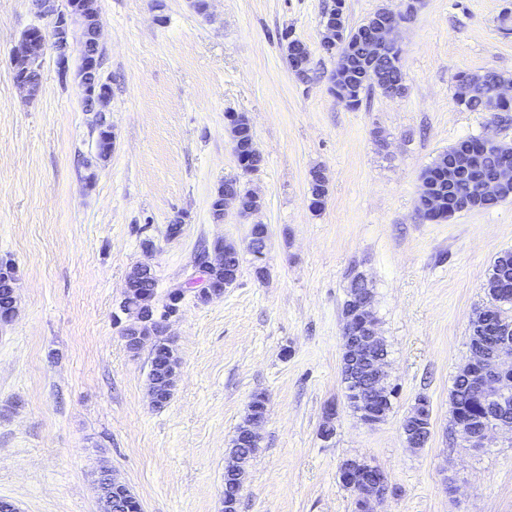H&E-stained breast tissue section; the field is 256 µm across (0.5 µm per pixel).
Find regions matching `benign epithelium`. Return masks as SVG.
<instances>
[{"label": "benign epithelium", "mask_w": 512, "mask_h": 512, "mask_svg": "<svg viewBox=\"0 0 512 512\" xmlns=\"http://www.w3.org/2000/svg\"><path fill=\"white\" fill-rule=\"evenodd\" d=\"M34 13L47 21L48 26H33L21 36L11 55V68L16 87L31 98L37 96L42 82V64L48 49L56 54L57 64L62 75H67L68 61L74 39H79L80 64L76 70V81L81 100L87 112L96 114V128L107 123V106L112 92L101 72V52L99 37L101 31L97 0H67V8L61 9L58 0H31ZM343 11L323 16L321 21L322 49L333 55L337 53L341 32ZM405 18L392 11L381 10L372 16L362 28L361 35L369 47L379 52L386 46H398L392 33ZM309 51L307 47L297 49L290 44L288 59L295 75L305 72ZM463 96L482 100L487 109L498 111L501 102L512 100V80L499 81L494 89L487 90L482 82H469L461 86ZM233 126L239 134V142L248 136L249 152L239 154L249 168H257L262 162L261 155L254 148L252 128L244 117L234 119ZM484 146L501 150L504 162L497 173L483 180L480 198L494 200L512 185V147L495 139L487 138ZM235 204L244 213L260 207L258 198L251 192H242L238 188L224 187V194L213 200L212 213L217 221L222 220L224 210L229 204ZM236 252L230 245L221 242L213 248L205 249L194 256L193 266L201 274V287L197 295L205 301L224 295V290L236 282V275L224 272V285L212 286L208 283L206 272L224 265V256ZM154 271L148 262L139 264L135 273L126 278L120 310L126 316L121 335L129 351L134 352L140 341L147 335H158L162 341L160 367L148 385V396L153 407L161 409L171 401L180 369V359L173 341L167 337L169 323L177 318L181 304L191 289L180 284L168 292L169 307L160 310L145 300L134 288L137 279ZM365 280L359 276L354 287L349 290L346 307L343 310L342 328V374L355 384L352 391L350 410L367 426L378 425L388 418L393 409L394 394L390 390L388 374L384 370L386 355L380 353L382 337L377 331V321L370 306L372 294L363 287ZM493 342V351L487 355L481 351L472 352L466 367L474 371L473 389L476 399L482 406L496 403L501 407L512 405V319L506 316L498 320ZM452 430L470 448H487L493 442L496 432L504 427L512 429V414H488L475 425L471 413L461 408H450ZM266 422V416L251 413L237 429V445L250 449L243 454L236 449L229 451L230 461L224 467V474L234 479L235 484L244 485L248 477L251 454L257 452L260 445V429ZM424 428L423 419L418 414L406 416L401 429L410 448L423 447V438L419 430ZM339 478L343 486L350 491L352 499L361 505V512H376V506L390 493V484L386 472L365 458L344 460L339 467ZM96 485L99 494L100 512H121L136 504L137 497L130 487L121 481L110 468L103 466L97 473Z\"/></svg>", "instance_id": "obj_1"}]
</instances>
